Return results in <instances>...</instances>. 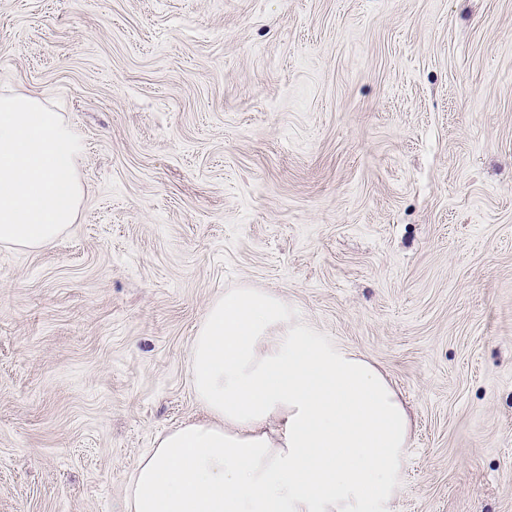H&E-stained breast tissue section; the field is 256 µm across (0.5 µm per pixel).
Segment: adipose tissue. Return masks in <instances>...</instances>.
Segmentation results:
<instances>
[{
	"label": "adipose tissue",
	"mask_w": 512,
	"mask_h": 512,
	"mask_svg": "<svg viewBox=\"0 0 512 512\" xmlns=\"http://www.w3.org/2000/svg\"><path fill=\"white\" fill-rule=\"evenodd\" d=\"M190 380L208 414L159 435L122 512H391L408 413L381 371L231 288L205 310Z\"/></svg>",
	"instance_id": "obj_1"
}]
</instances>
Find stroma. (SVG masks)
Masks as SVG:
<instances>
[{"mask_svg": "<svg viewBox=\"0 0 512 512\" xmlns=\"http://www.w3.org/2000/svg\"><path fill=\"white\" fill-rule=\"evenodd\" d=\"M10 93L83 197L0 244V512H120L242 287L396 390L392 512H512V0H0Z\"/></svg>", "mask_w": 512, "mask_h": 512, "instance_id": "obj_1", "label": "stroma"}]
</instances>
